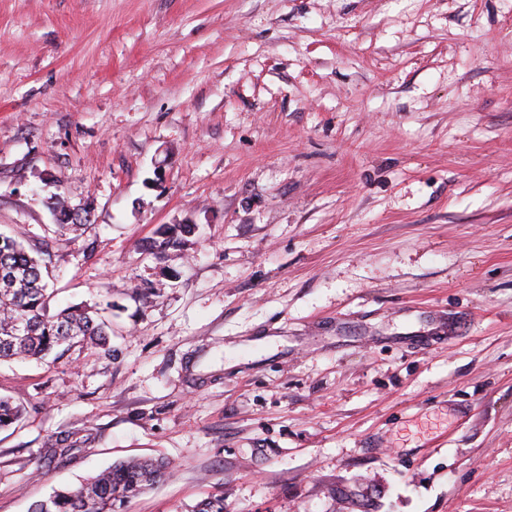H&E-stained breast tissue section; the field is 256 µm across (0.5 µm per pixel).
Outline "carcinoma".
<instances>
[{"label": "carcinoma", "mask_w": 512, "mask_h": 512, "mask_svg": "<svg viewBox=\"0 0 512 512\" xmlns=\"http://www.w3.org/2000/svg\"><path fill=\"white\" fill-rule=\"evenodd\" d=\"M57 233H74L87 221L85 209L71 206L61 195L53 202ZM190 224L165 226L149 249L162 257L180 246ZM48 265L43 255L30 254L17 239L0 234V360L46 356L61 346L106 345L109 323L90 306H68L50 312ZM22 410L0 397V429L16 423ZM168 469L162 460L115 463L77 490H57L36 503L31 512H118L129 499L157 483Z\"/></svg>", "instance_id": "carcinoma-1"}]
</instances>
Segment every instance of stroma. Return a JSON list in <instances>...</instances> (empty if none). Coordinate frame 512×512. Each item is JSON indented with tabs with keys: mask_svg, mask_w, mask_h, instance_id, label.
Instances as JSON below:
<instances>
[{
	"mask_svg": "<svg viewBox=\"0 0 512 512\" xmlns=\"http://www.w3.org/2000/svg\"><path fill=\"white\" fill-rule=\"evenodd\" d=\"M0 232L112 321L0 362V512H512V0H0ZM52 205L56 219L54 226L57 233L61 235L74 233L86 225L88 212L83 208L72 207L64 196L58 195ZM83 213H85V216H83ZM194 223L174 224L165 226L158 232V239L153 240L149 249L161 258L169 249L179 247L182 243L181 236L191 233ZM168 469L163 460L137 459L115 463L77 490H57L31 512H118L129 499L157 483Z\"/></svg>",
	"mask_w": 512,
	"mask_h": 512,
	"instance_id": "obj_1",
	"label": "stroma"
}]
</instances>
